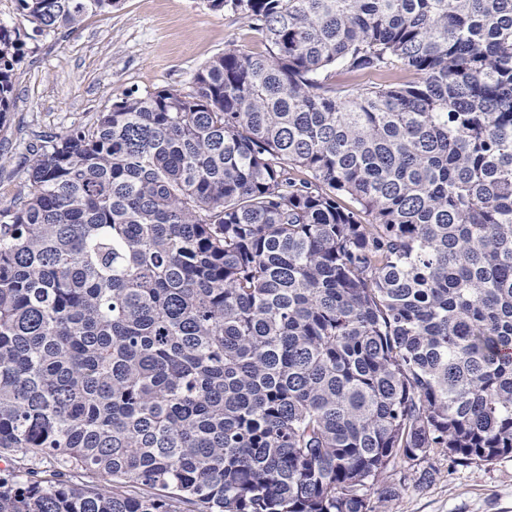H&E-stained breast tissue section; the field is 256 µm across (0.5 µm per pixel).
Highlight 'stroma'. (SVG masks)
Segmentation results:
<instances>
[{
	"label": "stroma",
	"instance_id": "1",
	"mask_svg": "<svg viewBox=\"0 0 512 512\" xmlns=\"http://www.w3.org/2000/svg\"><path fill=\"white\" fill-rule=\"evenodd\" d=\"M233 47L263 49L245 19L209 0H120L76 31L27 41L0 124V207L24 184L30 146L87 123L125 92L189 90L202 64ZM426 465L424 484L400 462L384 473L383 484L399 487L386 512H512V457L453 467L432 456Z\"/></svg>",
	"mask_w": 512,
	"mask_h": 512
}]
</instances>
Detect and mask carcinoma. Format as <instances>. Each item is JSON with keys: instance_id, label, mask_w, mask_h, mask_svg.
Returning <instances> with one entry per match:
<instances>
[{"instance_id": "1", "label": "carcinoma", "mask_w": 512, "mask_h": 512, "mask_svg": "<svg viewBox=\"0 0 512 512\" xmlns=\"http://www.w3.org/2000/svg\"><path fill=\"white\" fill-rule=\"evenodd\" d=\"M16 2L35 37L117 0ZM210 6L264 50L0 208V512H380L398 459L512 455V0Z\"/></svg>"}]
</instances>
